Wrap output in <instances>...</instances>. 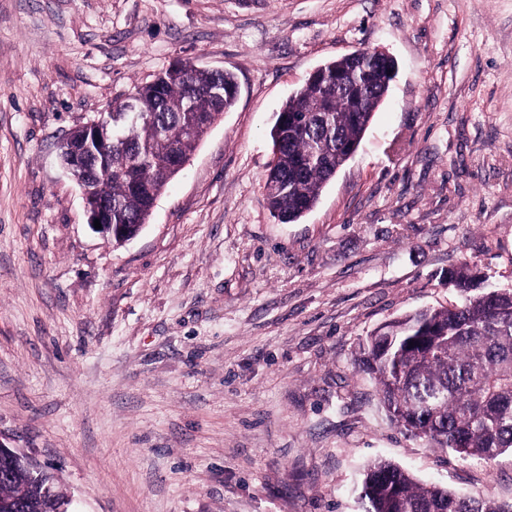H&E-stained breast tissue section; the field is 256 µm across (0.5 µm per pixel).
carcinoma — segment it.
<instances>
[{
  "label": "carcinoma",
  "instance_id": "obj_1",
  "mask_svg": "<svg viewBox=\"0 0 512 512\" xmlns=\"http://www.w3.org/2000/svg\"><path fill=\"white\" fill-rule=\"evenodd\" d=\"M328 77L357 70L364 87L363 111H349L346 92H326L305 82L281 108V125L270 136L272 155L264 187L269 210L294 222L312 209L328 181L358 150L373 116L387 96L386 75L376 62L359 67L348 57L323 65ZM237 98V82L227 71L190 61L167 70L112 105V140L93 145L100 172V196L112 202V223L144 224L151 203L188 160L201 137ZM200 132L183 136L192 105ZM478 274L463 263L449 273L460 292L450 307L428 308L395 319L381 330L384 344L369 336L356 362L371 371L390 420L433 448L460 457L496 461L512 451V293L479 288ZM11 482L0 479V495L28 498L30 512H54L42 485L24 467ZM364 512H512L495 504L423 484L394 463L379 459L364 473Z\"/></svg>",
  "mask_w": 512,
  "mask_h": 512
}]
</instances>
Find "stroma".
Returning <instances> with one entry per match:
<instances>
[{
	"mask_svg": "<svg viewBox=\"0 0 512 512\" xmlns=\"http://www.w3.org/2000/svg\"><path fill=\"white\" fill-rule=\"evenodd\" d=\"M397 62L360 147L283 223L270 130L326 61ZM178 60L238 94L134 239L92 229L59 138ZM512 291V0H0V442L69 512H363L367 465L512 500L392 423L358 343ZM0 462L9 465L11 469H15L18 465H25L28 467L30 472L38 473V477H47L49 485L45 487L44 492H52L51 487H53V485L50 477L41 472L40 469L18 449L7 447L5 444L0 442Z\"/></svg>",
	"mask_w": 512,
	"mask_h": 512,
	"instance_id": "35a3bbf8",
	"label": "stroma"
}]
</instances>
